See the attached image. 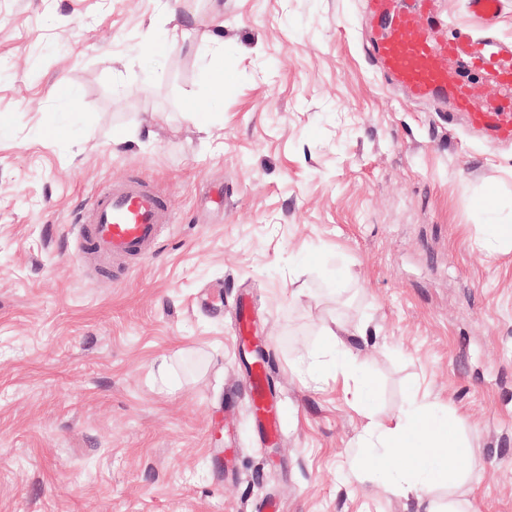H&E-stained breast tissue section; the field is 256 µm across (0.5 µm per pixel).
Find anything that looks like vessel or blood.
Wrapping results in <instances>:
<instances>
[{"label": "vessel or blood", "mask_w": 512, "mask_h": 512, "mask_svg": "<svg viewBox=\"0 0 512 512\" xmlns=\"http://www.w3.org/2000/svg\"><path fill=\"white\" fill-rule=\"evenodd\" d=\"M374 23L368 51L380 70L403 87L417 102L447 101L452 113L463 115L468 125L488 134L492 142H512V113L479 109L464 79L465 72L490 79L502 99L512 102V44L492 34L478 37L467 30L439 38L432 23L435 0H364ZM469 11L486 26L496 24L500 0H468ZM172 215L146 183L129 180L92 196L88 219L73 230L80 246L111 263L149 253L161 228ZM244 347H252V316L247 301L236 307L233 326ZM265 359L248 369L251 413L264 439L279 429L276 397L268 384Z\"/></svg>", "instance_id": "1"}]
</instances>
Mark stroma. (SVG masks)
Instances as JSON below:
<instances>
[{
    "label": "stroma",
    "mask_w": 512,
    "mask_h": 512,
    "mask_svg": "<svg viewBox=\"0 0 512 512\" xmlns=\"http://www.w3.org/2000/svg\"><path fill=\"white\" fill-rule=\"evenodd\" d=\"M370 30L360 0H0V512H512V252L477 246L512 145L409 100ZM136 175L173 221L106 273L72 226ZM334 325L372 393L302 373ZM414 406L467 447L427 499L361 465ZM233 330L242 345L248 349L253 347L252 316L249 304L241 300L236 307ZM269 366L264 358L254 360L248 369L247 387L251 392V413L264 439H273L279 429L276 397L268 384Z\"/></svg>",
    "instance_id": "1"
}]
</instances>
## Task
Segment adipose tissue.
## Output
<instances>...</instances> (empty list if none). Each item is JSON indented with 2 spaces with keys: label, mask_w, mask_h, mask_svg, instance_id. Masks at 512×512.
<instances>
[{
  "label": "adipose tissue",
  "mask_w": 512,
  "mask_h": 512,
  "mask_svg": "<svg viewBox=\"0 0 512 512\" xmlns=\"http://www.w3.org/2000/svg\"><path fill=\"white\" fill-rule=\"evenodd\" d=\"M380 439L384 450L376 461L393 485L408 494L456 476L466 451L449 419L414 408L394 421L372 424L363 442Z\"/></svg>",
  "instance_id": "1"
}]
</instances>
